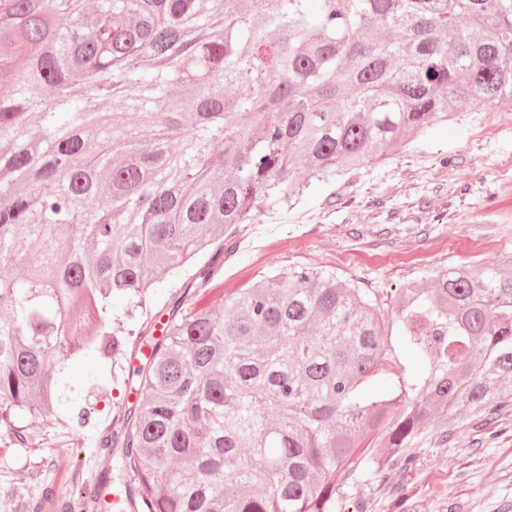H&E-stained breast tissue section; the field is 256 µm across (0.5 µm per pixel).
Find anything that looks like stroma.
<instances>
[{"instance_id":"obj_1","label":"stroma","mask_w":512,"mask_h":512,"mask_svg":"<svg viewBox=\"0 0 512 512\" xmlns=\"http://www.w3.org/2000/svg\"><path fill=\"white\" fill-rule=\"evenodd\" d=\"M511 108L496 102L459 113L384 159L314 184L293 206L268 205L225 242L210 284L185 293L187 306L221 308L225 297L297 267L334 272L387 306L407 283L464 262L512 272V190L497 186L512 171V129L482 135ZM107 369L96 363L70 377L74 397L98 409L92 425L70 433L48 417L46 443H0V488L31 492L80 469L122 489L120 457L97 441L142 394L134 383L94 385ZM415 454L412 470L337 489L331 512H354L360 501L367 512H512V406L485 424L465 420L449 424L447 436L427 434Z\"/></svg>"}]
</instances>
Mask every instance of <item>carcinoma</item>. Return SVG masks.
<instances>
[{
    "mask_svg": "<svg viewBox=\"0 0 512 512\" xmlns=\"http://www.w3.org/2000/svg\"><path fill=\"white\" fill-rule=\"evenodd\" d=\"M0 71V268L30 264L0 275V430L26 444L48 416L92 422L71 362L126 357L150 291L174 271L205 287L270 201L512 102V0H0ZM181 306L140 337L143 398L100 441L133 512H329L349 477L512 405L494 268L412 282L384 312L306 267L219 313ZM112 495L99 476L85 506Z\"/></svg>",
    "mask_w": 512,
    "mask_h": 512,
    "instance_id": "carcinoma-1",
    "label": "carcinoma"
}]
</instances>
